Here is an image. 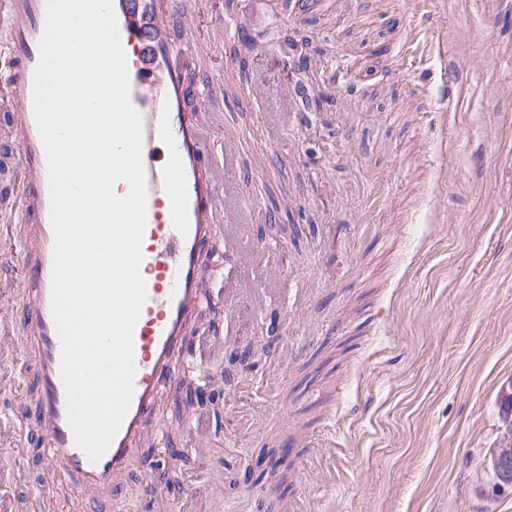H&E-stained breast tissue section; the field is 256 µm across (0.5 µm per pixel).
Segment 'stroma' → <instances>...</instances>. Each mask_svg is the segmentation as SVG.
I'll use <instances>...</instances> for the list:
<instances>
[{"label":"stroma","instance_id":"stroma-1","mask_svg":"<svg viewBox=\"0 0 512 512\" xmlns=\"http://www.w3.org/2000/svg\"><path fill=\"white\" fill-rule=\"evenodd\" d=\"M285 0H186L173 22L209 49L197 78L248 83L265 96L205 104L233 133L228 171L256 209L253 241L277 244L272 277L288 290L260 317L241 311L236 335L198 348L207 378L189 373L203 401L164 398L143 454L120 493L45 480L31 440L0 487L15 512H161L151 487L179 512H512L493 493L484 460L512 381V0H318L304 20ZM239 23L218 37V20ZM308 39L304 59L280 50ZM347 75L313 70L330 54ZM384 72L372 100L364 62ZM326 86L320 111L282 131L300 79ZM253 347L257 366L232 361ZM0 364V418L19 426L36 410L32 377ZM177 476L148 471L165 448ZM286 449L288 479L256 466Z\"/></svg>","mask_w":512,"mask_h":512}]
</instances>
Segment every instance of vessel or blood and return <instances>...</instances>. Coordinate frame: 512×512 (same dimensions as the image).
Returning a JSON list of instances; mask_svg holds the SVG:
<instances>
[{
	"instance_id": "1",
	"label": "vessel or blood",
	"mask_w": 512,
	"mask_h": 512,
	"mask_svg": "<svg viewBox=\"0 0 512 512\" xmlns=\"http://www.w3.org/2000/svg\"><path fill=\"white\" fill-rule=\"evenodd\" d=\"M128 59L130 99L143 123L142 160L148 190L140 273L148 300L134 328L133 395L108 449L90 461L75 443L61 379V344L51 308L54 232L46 153L33 110L34 74L45 23V0H0V28L8 37L6 60L12 75L0 84V112L18 145L14 221L26 225L18 244L23 275L19 291L27 300L22 316V357L33 358L39 388L36 414L16 432L7 455L31 439L45 442L42 467L48 474L75 478L88 491L116 490L161 404V389L174 382L190 328L207 306L224 312V329L209 333L223 343L232 329L239 298L233 289L204 292L202 270L212 243L224 241V262L239 270L245 287L262 288L274 246L246 237L250 210L242 205L224 170L235 158V139L203 135L205 113L189 112L191 100L206 102L222 78L187 80V59L199 53L191 36L172 38L169 22L182 0H113Z\"/></svg>"
}]
</instances>
